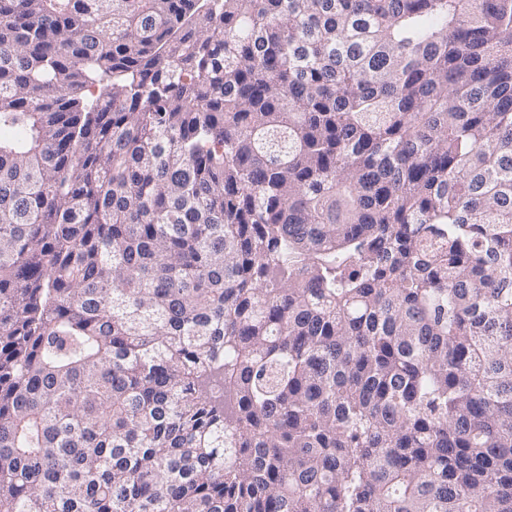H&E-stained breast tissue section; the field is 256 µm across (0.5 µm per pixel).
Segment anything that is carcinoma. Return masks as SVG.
Masks as SVG:
<instances>
[{
    "label": "carcinoma",
    "mask_w": 512,
    "mask_h": 512,
    "mask_svg": "<svg viewBox=\"0 0 512 512\" xmlns=\"http://www.w3.org/2000/svg\"><path fill=\"white\" fill-rule=\"evenodd\" d=\"M0 512H512V0H0Z\"/></svg>",
    "instance_id": "1"
}]
</instances>
